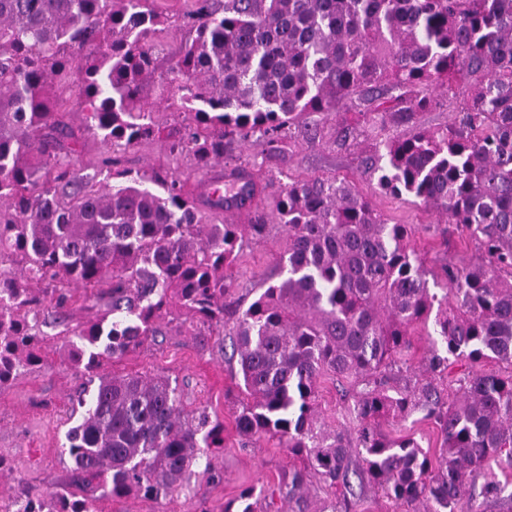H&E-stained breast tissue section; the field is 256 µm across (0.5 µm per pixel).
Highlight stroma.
I'll return each mask as SVG.
<instances>
[{
  "mask_svg": "<svg viewBox=\"0 0 512 512\" xmlns=\"http://www.w3.org/2000/svg\"><path fill=\"white\" fill-rule=\"evenodd\" d=\"M151 6L170 21L156 48L159 69L164 72L176 60L188 37L184 16L190 4L188 0H152ZM55 95L67 108L70 125L82 133L77 168L94 175L96 185H104L106 178L98 173L103 146L92 134L84 132L83 115L69 91L59 88ZM321 127V137L314 141L307 138L303 127H296L292 140L277 156L268 155L263 138L252 137L233 148L232 159L256 165V181L275 187L314 177L348 178L390 223L410 225L414 247L425 255L427 266L433 270L450 262L461 264L476 259L474 246L459 237L449 238L447 223L436 213L376 192L371 178L360 166L358 150L337 148L335 117L322 120ZM284 243L281 230L275 228L269 236L244 247L236 264L227 271L232 282L226 297L227 312L248 305L259 293L275 272ZM91 315V310L77 304L64 323L47 325L42 363L0 388V458L6 462L0 470V503H11L21 487L53 491L70 479L73 464L64 448L65 434L81 420L80 415L73 413L72 405L88 377L70 364L65 333ZM161 330L155 341L121 358L103 361L95 374L161 375L177 380L186 409H206L211 419L224 425V445L212 451L218 476L212 480L195 473L188 490L170 500L133 495L115 501L101 500L98 508L100 512H224L228 507L235 510L241 491H259L276 485L293 460L276 440L246 439L237 434L234 411L242 394L237 364L231 359L230 339L213 342L204 350L190 324L165 322Z\"/></svg>",
  "mask_w": 512,
  "mask_h": 512,
  "instance_id": "35a3bbf8",
  "label": "stroma"
}]
</instances>
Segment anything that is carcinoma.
Masks as SVG:
<instances>
[{"label":"carcinoma","mask_w":512,"mask_h":512,"mask_svg":"<svg viewBox=\"0 0 512 512\" xmlns=\"http://www.w3.org/2000/svg\"><path fill=\"white\" fill-rule=\"evenodd\" d=\"M149 2L0 0V265L21 266L0 271V388L40 362L41 327L79 301L108 300L71 329L70 361L86 372L153 340L167 317L191 320L204 347L224 333V270L271 225L204 224L201 208L239 210L264 187L236 166L224 173L235 191L195 194L176 176L120 170L112 153L161 138L208 171L255 135L279 151L300 121L319 137L316 115L334 113L336 147L372 140L360 163L376 191L445 217L478 260L432 273L408 225L344 178L276 191L285 247L231 328L237 434L300 459L263 512H343L368 489L407 512L512 504L499 479L512 472V0H193L191 39L160 76L151 43L163 20ZM55 85L73 91L119 185L98 190L77 173L79 137ZM151 91L182 120L156 125ZM441 109L448 126H418ZM417 325L430 337L418 369ZM486 360L508 372L481 371ZM325 374L347 384L352 435L321 420ZM77 404L70 482L24 489L6 512L166 499L202 449L224 447V424L185 410L165 377H101ZM415 414L441 435L433 454L383 431Z\"/></svg>","instance_id":"carcinoma-1"}]
</instances>
